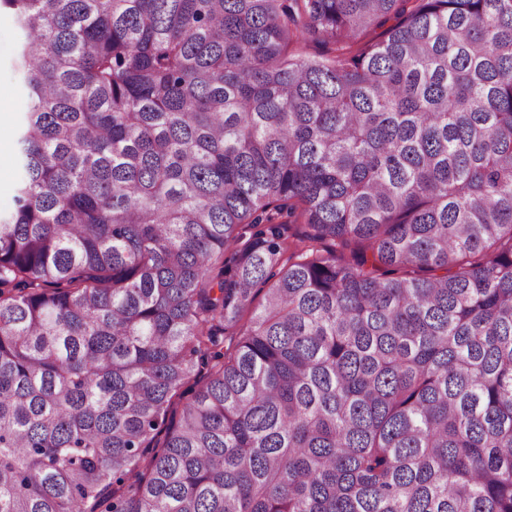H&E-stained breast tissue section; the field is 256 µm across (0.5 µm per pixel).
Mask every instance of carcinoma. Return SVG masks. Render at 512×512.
I'll list each match as a JSON object with an SVG mask.
<instances>
[{
  "instance_id": "obj_1",
  "label": "carcinoma",
  "mask_w": 512,
  "mask_h": 512,
  "mask_svg": "<svg viewBox=\"0 0 512 512\" xmlns=\"http://www.w3.org/2000/svg\"><path fill=\"white\" fill-rule=\"evenodd\" d=\"M2 10L0 512H512V0ZM16 37L17 28L14 18L8 12H0V91H5L9 97V106L7 102L0 100V110L2 112H0V177L2 178L6 175L2 186L0 185V213L2 215L9 213L13 208V190L20 176L19 170L15 166H11L6 174V169L10 165L8 163L10 156L2 152V145L6 139V128H8L12 134L10 153H16L18 147L16 140H14L15 125L19 119L20 112L24 110V104L19 93L18 80L12 67ZM5 111L7 112L5 114L6 128L2 125V114Z\"/></svg>"
}]
</instances>
